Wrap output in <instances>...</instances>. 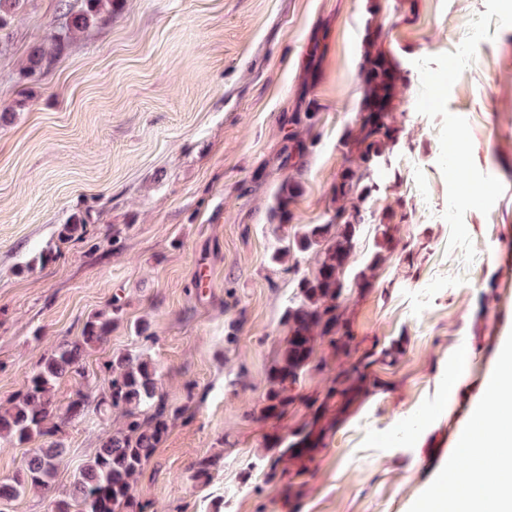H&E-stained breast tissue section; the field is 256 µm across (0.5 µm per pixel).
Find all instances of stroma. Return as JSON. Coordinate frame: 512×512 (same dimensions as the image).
<instances>
[{
    "label": "stroma",
    "mask_w": 512,
    "mask_h": 512,
    "mask_svg": "<svg viewBox=\"0 0 512 512\" xmlns=\"http://www.w3.org/2000/svg\"><path fill=\"white\" fill-rule=\"evenodd\" d=\"M396 3L382 0L381 21L412 72L397 115L408 146L392 159L400 182L375 206L406 201L398 236L421 259L395 256L388 295H355L349 307L357 336L407 343L395 366L376 367L379 389L319 454L301 512H421L448 466L470 471L468 458L448 456L512 341V9L417 0L399 22ZM60 6L23 0L0 31V405L120 300L108 342L86 350L82 375L57 382L59 408L80 390L104 394L112 355L148 359L160 392L189 409L143 466L137 495L156 512H211L219 501L224 512H287L264 482L262 429L250 419L294 296L270 258L295 225L324 220L338 137L360 97L364 0H124L52 70L25 77ZM322 25L321 136L295 222L281 224L270 218L276 157ZM75 217L85 239L60 240ZM467 346L452 396L443 377ZM120 425L92 410L72 419L51 492H28L7 512H51ZM203 459L213 463L204 485L192 478Z\"/></svg>",
    "instance_id": "35a3bbf8"
}]
</instances>
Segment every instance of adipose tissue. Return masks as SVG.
<instances>
[{
    "instance_id": "obj_1",
    "label": "adipose tissue",
    "mask_w": 512,
    "mask_h": 512,
    "mask_svg": "<svg viewBox=\"0 0 512 512\" xmlns=\"http://www.w3.org/2000/svg\"><path fill=\"white\" fill-rule=\"evenodd\" d=\"M496 411L475 410L468 425L458 435L455 450L472 461L470 477L452 497L430 495L429 512H512V347L504 350L497 368L486 385ZM495 471L497 482L485 474Z\"/></svg>"
}]
</instances>
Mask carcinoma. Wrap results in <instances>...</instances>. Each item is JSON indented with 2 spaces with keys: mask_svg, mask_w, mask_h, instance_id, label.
<instances>
[{
  "mask_svg": "<svg viewBox=\"0 0 512 512\" xmlns=\"http://www.w3.org/2000/svg\"><path fill=\"white\" fill-rule=\"evenodd\" d=\"M20 0H0V31L18 11ZM122 0H83L80 9L67 7L65 25L45 45L33 47L24 69L30 76L55 64L75 34L98 27L112 18ZM365 35L357 78L361 98L351 121L341 130L338 144L343 164L328 189V204L321 224H304L288 239L272 263L287 266L293 254L313 253L312 273L294 280V299L281 316L286 334L277 357L267 371L266 390L251 420L268 431L262 435L267 451L264 479L279 486L288 512H300L310 466L327 447L342 416L379 386L373 367L394 365L403 353L405 336L368 341L355 334L347 301L353 294L386 293L382 278L386 266L398 255L397 225L409 216L406 202L381 211L374 201L401 180L392 168V156L402 148V128L395 112L401 105L400 88L408 69L399 57L384 49L385 33L379 22L380 0H365ZM326 36H316L306 65L307 82L301 91L302 109L288 116L292 130L284 138L279 168L285 171L271 217L281 224L295 219L294 206L303 193L302 175L313 155L321 105L316 82L326 52ZM371 225V245L360 262L357 246ZM86 224L76 219L63 224L59 238L82 240ZM122 320V307L114 300L110 311L87 319L81 340L62 343L27 375L22 390L0 407V437L19 446L44 439L48 444L32 449L22 472L0 480V501L14 500L30 491L52 487L61 443L52 440L68 419L89 407L88 395L77 392L64 414L54 400L55 383L81 375V356L89 347L103 344L112 326ZM110 375L107 393L96 400L105 415L117 410L124 422L102 443L91 462L74 478L68 496L53 502L52 512H147L148 502L136 495L134 484L142 466L154 455L181 407H174L158 392L156 369L145 359L118 354L103 364ZM325 375L320 391L304 392L306 377Z\"/></svg>",
  "mask_w": 512,
  "mask_h": 512,
  "instance_id": "carcinoma-1",
  "label": "carcinoma"
}]
</instances>
